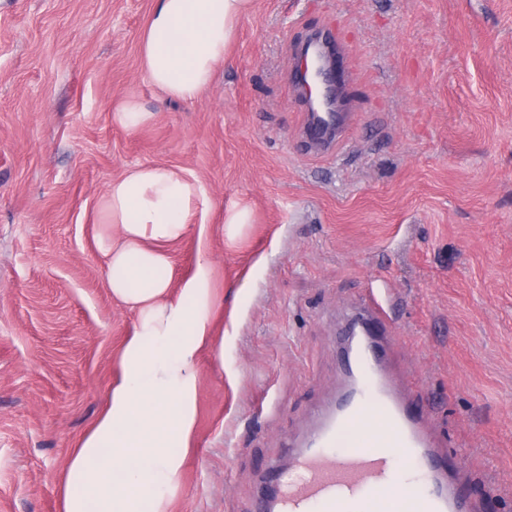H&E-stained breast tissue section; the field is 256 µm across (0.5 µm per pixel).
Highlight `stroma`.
<instances>
[{
    "label": "stroma",
    "mask_w": 512,
    "mask_h": 512,
    "mask_svg": "<svg viewBox=\"0 0 512 512\" xmlns=\"http://www.w3.org/2000/svg\"><path fill=\"white\" fill-rule=\"evenodd\" d=\"M155 0H0V512H60L59 484L136 319L97 215L139 164L208 195L170 246L213 265L224 340L170 512H253L264 470L332 400L348 316L392 288V368L458 451L480 512H512V0H253L213 84L169 98L142 69ZM331 27L353 76L344 141L300 140L290 53ZM153 121L130 132L116 108ZM253 221L235 238L224 214ZM208 227L199 240L196 227ZM113 119L126 130L136 131L149 124L154 115L144 110L135 98H129L115 110Z\"/></svg>",
    "instance_id": "1"
}]
</instances>
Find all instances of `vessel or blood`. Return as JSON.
Returning a JSON list of instances; mask_svg holds the SVG:
<instances>
[{
  "label": "vessel or blood",
  "instance_id": "1",
  "mask_svg": "<svg viewBox=\"0 0 512 512\" xmlns=\"http://www.w3.org/2000/svg\"><path fill=\"white\" fill-rule=\"evenodd\" d=\"M351 62L332 30L311 33L293 58L290 79L306 102L302 129L316 151L327 154L343 139L344 91ZM355 317L364 338L348 347L347 383L318 412L264 512H345L350 498L365 496V512H388L402 496L395 463L417 471L415 512H478L461 493L464 472L456 451L439 447L425 415L395 388L388 369L398 331L388 310L391 289L372 288Z\"/></svg>",
  "mask_w": 512,
  "mask_h": 512
}]
</instances>
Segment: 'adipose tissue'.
<instances>
[{"label":"adipose tissue","mask_w":512,"mask_h":512,"mask_svg":"<svg viewBox=\"0 0 512 512\" xmlns=\"http://www.w3.org/2000/svg\"><path fill=\"white\" fill-rule=\"evenodd\" d=\"M252 0H155L142 65L168 97L191 101L211 84ZM203 185L162 164L113 178L100 204L114 297L136 313L120 379L65 465L62 512H168L196 422L201 351L215 342L212 267L199 255L171 292L168 245L180 242Z\"/></svg>","instance_id":"ef3b65f1"}]
</instances>
